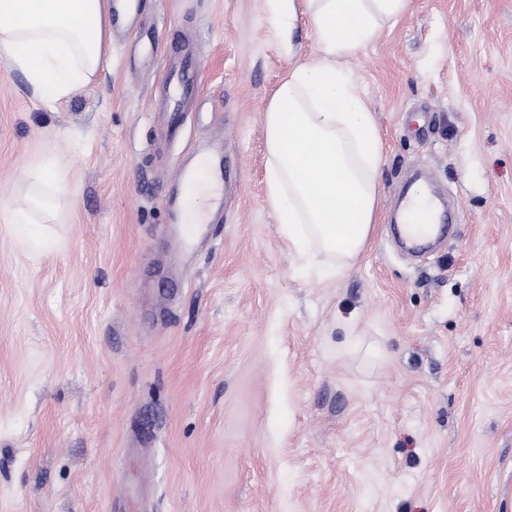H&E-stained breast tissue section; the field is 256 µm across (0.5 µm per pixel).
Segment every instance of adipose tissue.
Returning a JSON list of instances; mask_svg holds the SVG:
<instances>
[{"label": "adipose tissue", "mask_w": 512, "mask_h": 512, "mask_svg": "<svg viewBox=\"0 0 512 512\" xmlns=\"http://www.w3.org/2000/svg\"><path fill=\"white\" fill-rule=\"evenodd\" d=\"M269 2L286 43L304 5L320 53L290 70L263 112L267 200L295 251L319 275L338 277L368 240L381 171L378 129L340 61L358 55L409 0ZM125 9L124 0H0V61L24 76L33 96L68 99L101 67L109 19ZM65 172L63 159H42L29 171L25 204L0 210V219L23 230L54 221Z\"/></svg>", "instance_id": "ef3b65f1"}]
</instances>
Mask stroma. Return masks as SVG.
<instances>
[{
    "instance_id": "35a3bbf8",
    "label": "stroma",
    "mask_w": 512,
    "mask_h": 512,
    "mask_svg": "<svg viewBox=\"0 0 512 512\" xmlns=\"http://www.w3.org/2000/svg\"><path fill=\"white\" fill-rule=\"evenodd\" d=\"M157 50L111 21L99 73L56 106L0 62V205L66 160L52 251L0 221V512H512V0H411L342 62L380 135L376 222L343 277L307 270L266 191L263 112L317 52L267 0H143ZM197 114L161 139L171 51ZM225 123L239 187L209 241L164 235L171 175ZM455 203L413 258L415 170ZM271 4V21L277 36L288 46L291 44L292 19L296 14L295 0H268ZM288 20V21H287Z\"/></svg>"
}]
</instances>
